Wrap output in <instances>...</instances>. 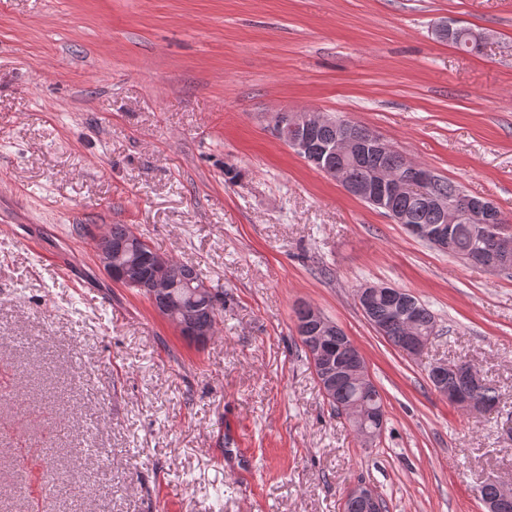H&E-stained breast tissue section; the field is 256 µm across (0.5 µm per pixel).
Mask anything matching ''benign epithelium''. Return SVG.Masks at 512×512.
I'll list each match as a JSON object with an SVG mask.
<instances>
[{
  "instance_id": "1",
  "label": "benign epithelium",
  "mask_w": 512,
  "mask_h": 512,
  "mask_svg": "<svg viewBox=\"0 0 512 512\" xmlns=\"http://www.w3.org/2000/svg\"><path fill=\"white\" fill-rule=\"evenodd\" d=\"M271 126L278 138L283 140L300 157L306 159L318 169L328 173L341 184L344 190L352 196L359 197L377 207H391V201L397 196L412 192L422 194L427 201L441 212L438 224L410 225L409 231L430 241L434 246L448 248L451 227L471 219H478L483 224H494L500 217V211L488 199L463 198L458 202H450L427 193L430 177L426 173L415 170H400L395 174L378 171L373 182L366 185L352 183L347 178L344 164L337 165L335 161L356 162L367 154L382 156L392 150V147L380 136L372 133L367 137L359 134L350 123L332 116H320L309 112L280 111L272 116ZM333 131V135L324 139L318 136L320 128ZM137 234L126 235L122 238L112 237L108 231L97 241V255L100 265L112 269V259L122 260L131 256L137 248ZM132 285L140 288L149 299L158 315L172 322L186 336L189 342L203 346L213 335L211 328L214 320L211 311L187 312L180 314L170 311L165 305L168 293L167 282L164 280L146 281L135 279ZM404 290L383 285H366L357 289L356 298L364 314H369V308L374 299L386 297L399 304L404 301ZM330 323L316 308L303 305L298 308L296 328L309 347L315 350L319 358V375L317 378L325 395L333 391L335 375L356 386H364L371 381V375L364 357L354 343H349L350 358L345 365H333L332 361L323 356L321 346L326 334L333 330ZM403 327L409 336L406 353L411 356L419 355L431 336L432 330L419 333L414 329L413 319L405 318ZM452 367L446 361L432 363L428 373L434 381L437 391L448 403L460 406L472 415L487 411L474 396L448 390V385L442 379L448 375ZM343 415L354 426L360 442L365 447L371 446L384 430L385 411L381 407H373L362 399L350 402L342 409ZM346 499L363 505L365 512H384L383 504L378 493L370 486L359 484L351 489Z\"/></svg>"
}]
</instances>
